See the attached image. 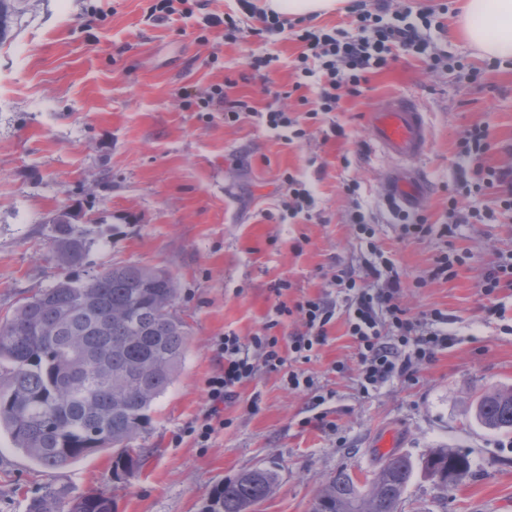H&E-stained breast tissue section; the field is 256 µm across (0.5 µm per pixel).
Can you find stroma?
<instances>
[{"label": "stroma", "mask_w": 512, "mask_h": 512, "mask_svg": "<svg viewBox=\"0 0 512 512\" xmlns=\"http://www.w3.org/2000/svg\"><path fill=\"white\" fill-rule=\"evenodd\" d=\"M444 28L431 39L447 64L405 57L374 75L362 96L345 99L323 124L284 143L246 118L224 120L202 93L231 80L234 97L257 109L272 104L303 115L291 95L290 67L300 51L290 32L275 37L286 64L265 74L246 62L264 44L249 29L235 38L206 20L235 10L234 0H204L196 15L169 21L148 15L149 0H7L0 22V321L49 286L58 271L47 252L51 219L76 216L90 241L87 267L137 262L170 273L179 284L175 311L188 350L168 391L133 445L141 468L112 474V453L93 454L63 470H44L0 438V512H27L43 491H99L117 512H202L219 483L255 468L278 476L257 512H312L325 483L346 472L366 480L393 436L394 452L413 461L433 448L468 456L470 475L445 490L415 472L401 512H512V431L474 419L476 397L512 387V289L486 297L479 284L512 253V213L465 217L452 234L404 241L387 209V159L376 149L366 114L380 98L406 95L421 106L430 131L427 151L411 165L428 178L421 212L447 220L448 190L460 175L456 142L463 129L488 133L483 165L512 166V64L488 66L456 33L462 0H446ZM463 62L481 71L460 80ZM302 180L314 203L298 215L282 211L287 176ZM371 216L374 243L394 260L409 316L438 309L452 339L433 361L414 364L366 392L358 385L354 341L336 320L310 360L268 370L253 356L255 379L224 404V428L200 445L192 428L209 408L207 381L218 370L216 340L235 334L281 337L301 328L278 317V302L337 299V269L360 271L368 255L350 214ZM458 253L454 277H435L437 257ZM288 280L283 296L272 290ZM343 363L335 372L334 363ZM316 382L322 403L284 382L289 371Z\"/></svg>", "instance_id": "1"}]
</instances>
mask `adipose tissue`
Listing matches in <instances>:
<instances>
[{
  "instance_id": "obj_1",
  "label": "adipose tissue",
  "mask_w": 512,
  "mask_h": 512,
  "mask_svg": "<svg viewBox=\"0 0 512 512\" xmlns=\"http://www.w3.org/2000/svg\"><path fill=\"white\" fill-rule=\"evenodd\" d=\"M459 32L481 57L512 60V0H464Z\"/></svg>"
}]
</instances>
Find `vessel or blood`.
Instances as JSON below:
<instances>
[{
  "mask_svg": "<svg viewBox=\"0 0 512 512\" xmlns=\"http://www.w3.org/2000/svg\"><path fill=\"white\" fill-rule=\"evenodd\" d=\"M367 121L376 148L389 161L383 172L388 194L404 209H420L428 186L421 173L406 164L407 159L424 154L429 143V129L420 105L408 97L388 96L368 111Z\"/></svg>",
  "mask_w": 512,
  "mask_h": 512,
  "instance_id": "b4317fda",
  "label": "vessel or blood"
}]
</instances>
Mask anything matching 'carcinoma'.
<instances>
[{"label":"carcinoma","mask_w":512,"mask_h":512,"mask_svg":"<svg viewBox=\"0 0 512 512\" xmlns=\"http://www.w3.org/2000/svg\"><path fill=\"white\" fill-rule=\"evenodd\" d=\"M59 260L70 268L86 259L85 242L61 231ZM178 295L175 278L148 279L125 266L70 278L21 302L0 325V433L46 469H63L93 452L116 451L114 470L140 466L143 449L129 444L146 427L154 402L180 369L188 332L168 310ZM475 419L495 431L512 430V389L490 390L475 403ZM427 475L457 487L471 472L468 458L433 448L421 459ZM416 465L388 455L359 484L338 473L321 490L314 512H399ZM277 474L244 472L216 487L203 512H254L273 491ZM67 512H115L112 498L83 493L67 498Z\"/></svg>","instance_id":"1"}]
</instances>
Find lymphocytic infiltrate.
Segmentation results:
<instances>
[{
  "label": "lymphocytic infiltrate",
  "mask_w": 512,
  "mask_h": 512,
  "mask_svg": "<svg viewBox=\"0 0 512 512\" xmlns=\"http://www.w3.org/2000/svg\"><path fill=\"white\" fill-rule=\"evenodd\" d=\"M239 3L241 15L211 17V25H221L232 32L240 29L244 18L250 17L256 21L252 34L264 40L293 28L302 46L298 68L303 77L315 79L319 84V98L300 118L273 105L257 112L246 101L232 97L233 84L228 81L224 86L210 88L203 97L204 103L222 107L227 122L255 113L268 129L288 132L297 138L304 134L301 119L323 121L325 115L339 109L342 99L360 96L371 75L387 69L399 54L429 56L430 32L441 28L442 17L448 11L447 5L439 4L418 9L406 6L394 12L389 0H351L348 12L352 27L347 30L296 28L284 15L258 10L252 0H239ZM471 167V173L460 178L455 193L448 197V222L443 225V232H450L452 225L460 223L458 205L463 198L467 199L469 213L474 217L481 216L484 202L489 198L512 211V168ZM379 278L385 279L384 288H370V281ZM333 280L346 290V333L358 348L363 387L377 386L393 375L404 373L412 360L432 361L448 348L450 338L439 328L440 323L446 322V315L435 309L418 319L409 317L400 301L403 282L399 273L386 276L377 266L368 264L358 274L337 270ZM277 311L282 315H298L301 331L284 340L267 334L256 336L247 345L232 334L218 338L219 369L207 384L211 407L196 428L200 441H208L220 424V407L224 401L234 397L236 388L254 377L250 349L260 350L265 366L271 370L283 365L291 354L309 358L316 345L323 343L336 304L314 297L291 306L279 302Z\"/></svg>",
  "instance_id": "lymphocytic-infiltrate-1"
}]
</instances>
